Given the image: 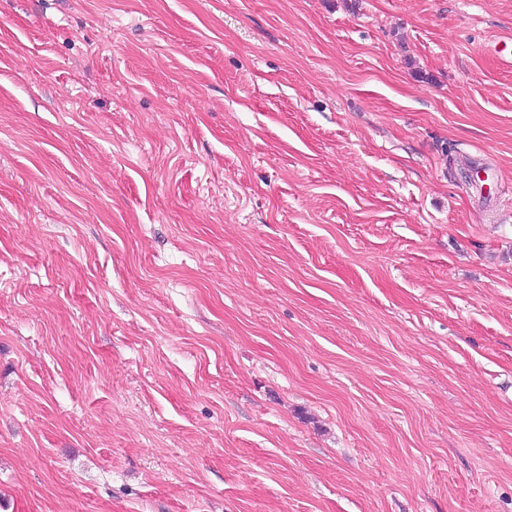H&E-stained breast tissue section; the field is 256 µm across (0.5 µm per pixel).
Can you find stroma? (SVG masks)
I'll list each match as a JSON object with an SVG mask.
<instances>
[{"label":"stroma","instance_id":"obj_1","mask_svg":"<svg viewBox=\"0 0 512 512\" xmlns=\"http://www.w3.org/2000/svg\"><path fill=\"white\" fill-rule=\"evenodd\" d=\"M512 0H0V512H512Z\"/></svg>","mask_w":512,"mask_h":512}]
</instances>
